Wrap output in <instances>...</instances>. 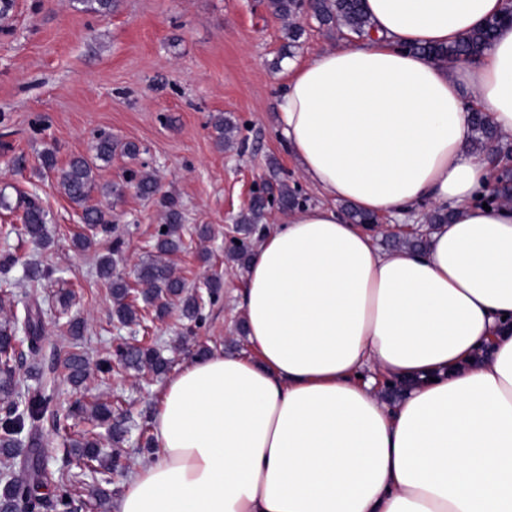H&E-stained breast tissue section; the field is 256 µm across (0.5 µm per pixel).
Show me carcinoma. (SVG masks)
I'll return each mask as SVG.
<instances>
[{
	"instance_id": "carcinoma-1",
	"label": "carcinoma",
	"mask_w": 512,
	"mask_h": 512,
	"mask_svg": "<svg viewBox=\"0 0 512 512\" xmlns=\"http://www.w3.org/2000/svg\"><path fill=\"white\" fill-rule=\"evenodd\" d=\"M267 7L275 16L287 22L286 39L288 48H294L301 38L303 29L297 18L304 9H309L320 26L331 32L335 29L346 30L359 38H369L374 30L371 18L363 10L362 0H313L306 5L302 0H268ZM497 25L490 19L483 26L471 32L465 39L441 47H420L418 51L435 60L448 62L460 59H472L478 56L491 41ZM211 124L216 132V140L220 145L230 147L234 144L237 126L222 114L212 117ZM499 140L497 130L490 125L486 117L475 112L472 115V135L470 145L479 151L495 146ZM121 149L128 156L139 153L133 143L118 145L112 140V134L100 132L93 146L94 154L72 157L69 162L59 167L54 151L48 149L42 153V168L54 173L60 191L75 205L82 208L80 219L90 231L101 229L109 231V211L95 206H88L91 193L97 188L96 171L100 164L109 163L112 153ZM126 181L145 197L160 195L159 205L164 212L166 230H157L155 248L157 255L144 261L138 267V284L142 288L135 292L129 283L115 273L113 254L119 252L120 240L112 243V254L99 258L97 275L110 288L112 296V315L123 325H130L139 320L138 303L143 302L154 307L157 319L165 318L170 309V301L176 300L180 305L181 316L195 323L203 322L202 304L197 292L189 291L186 282L174 272L164 256L176 251L181 244L183 215L177 200L168 195L160 194V188L154 175L145 169H130L126 173ZM494 199L500 204L512 205V171L503 170L498 178V188L493 193ZM299 204L295 190L282 182H266L262 189L251 200L247 211L243 213L236 226L238 241H230L226 251L227 258L240 265L248 264L251 257L250 237L258 230V224L265 218L267 210L277 207L286 213ZM22 207V231L25 236L38 244L45 243V224L48 223L47 211L36 201L27 197L19 202ZM393 245L397 248L422 250L427 247L428 239L393 234ZM43 310L39 303L33 302L24 308L22 317L13 324L0 326V395L6 398L16 393L17 385L13 383V369L16 361L15 330L21 328L27 340L29 352L35 354L40 349L42 339ZM120 362L128 369L141 371L147 369L157 376L164 375L170 368V360L153 346L127 345L117 350ZM69 382L76 388L82 386L88 373V360L80 352L67 353L64 360ZM52 400V394L43 388L27 394L24 408L10 403L4 416L0 418V467L10 470L15 466L19 437L27 433L38 432ZM71 453L78 460L97 461L103 470L110 469L109 463H117L119 451L111 453L101 448L100 443L85 437L70 443ZM55 484L54 473L47 469H29L25 476L10 486L0 489V512H13L15 500L23 499L32 512L43 506L40 489Z\"/></svg>"
}]
</instances>
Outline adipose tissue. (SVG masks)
<instances>
[{"label":"adipose tissue","mask_w":512,"mask_h":512,"mask_svg":"<svg viewBox=\"0 0 512 512\" xmlns=\"http://www.w3.org/2000/svg\"><path fill=\"white\" fill-rule=\"evenodd\" d=\"M376 35L289 64L279 136L327 203L253 251L250 356L215 351L164 382L155 452L116 512H512V206L468 147L472 110L512 136L507 0H363ZM379 217L452 208L420 251H380ZM399 383V399L383 384ZM497 27L495 18L487 20L483 26L471 32L460 42L445 47H424L422 53L443 62L472 59L489 44Z\"/></svg>","instance_id":"ef3b65f1"}]
</instances>
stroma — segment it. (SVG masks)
<instances>
[{"instance_id":"1","label":"stroma","mask_w":512,"mask_h":512,"mask_svg":"<svg viewBox=\"0 0 512 512\" xmlns=\"http://www.w3.org/2000/svg\"><path fill=\"white\" fill-rule=\"evenodd\" d=\"M284 43L283 23L266 0H114L105 17L78 0H13L7 18L0 19V189L14 202L20 192L38 193L50 218V243L42 247L2 234V226L18 218L0 214V256L18 258L0 271V324L34 300L45 311L42 349L33 356L26 343L18 344L22 357L14 379L31 384L35 364L55 372L54 418L38 437L50 468H62L67 438L84 428L73 414L75 395L61 365L65 352L83 353L93 365L109 360L111 371L93 368L83 392L87 402L110 404L113 422L130 428L121 471L105 477L83 468L71 512H98L91 490L102 484L118 499L128 471L150 458L139 450L138 436L152 419L161 380L125 369L118 346L157 345L175 369L204 346L249 354L234 296L244 286L245 270L227 261L225 250L250 191L275 176L295 188L304 204L324 200L278 138ZM217 113L238 126L234 148L215 142L210 118ZM101 131L137 144L140 153L114 154L98 171L99 183L123 184L128 170L147 164L184 214L182 245L170 257L176 273L193 289L208 278L221 279L220 297L206 305L202 327L176 309L164 320L136 325L112 317L110 290L97 276L98 258L121 239L116 271L125 277L154 254L161 209L153 199L130 187L114 199L93 193L89 203L109 208L111 230L98 233L87 250L74 247V236L84 230L81 210L59 192L39 157L51 149L63 164L91 154ZM203 225L211 230L205 239L198 235ZM32 263L52 269V276L32 284L24 273ZM68 290L75 297L63 316L56 300ZM71 317L85 323L80 339L67 333Z\"/></svg>"}]
</instances>
